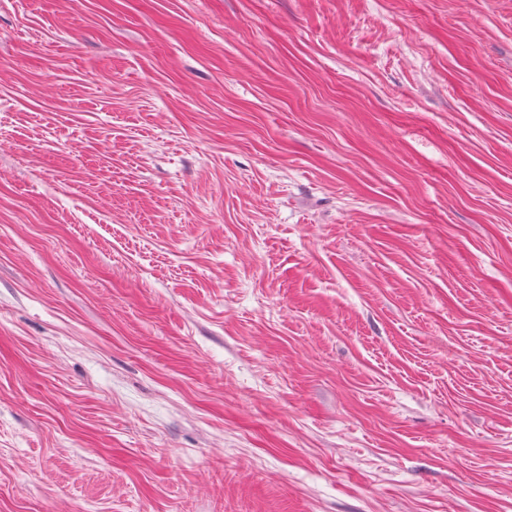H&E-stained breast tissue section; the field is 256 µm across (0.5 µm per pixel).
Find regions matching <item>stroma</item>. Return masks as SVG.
I'll list each match as a JSON object with an SVG mask.
<instances>
[{
  "label": "stroma",
  "mask_w": 512,
  "mask_h": 512,
  "mask_svg": "<svg viewBox=\"0 0 512 512\" xmlns=\"http://www.w3.org/2000/svg\"><path fill=\"white\" fill-rule=\"evenodd\" d=\"M0 512H512V0H0Z\"/></svg>",
  "instance_id": "35a3bbf8"
}]
</instances>
